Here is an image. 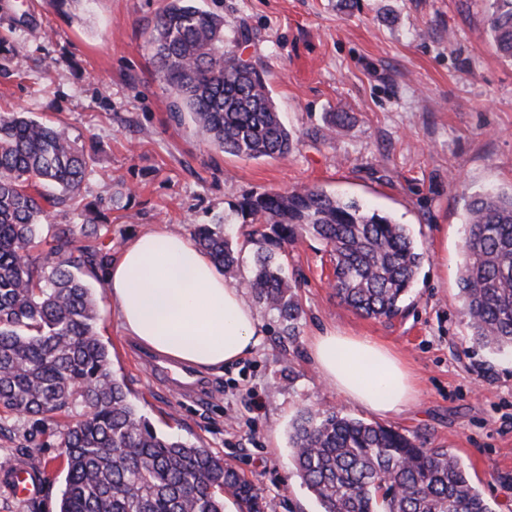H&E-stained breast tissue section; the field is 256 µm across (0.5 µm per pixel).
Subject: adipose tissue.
Wrapping results in <instances>:
<instances>
[{"label": "adipose tissue", "instance_id": "ef3b65f1", "mask_svg": "<svg viewBox=\"0 0 512 512\" xmlns=\"http://www.w3.org/2000/svg\"><path fill=\"white\" fill-rule=\"evenodd\" d=\"M104 280L124 334L174 365L223 372L263 334L241 288L188 236L162 228L138 234ZM310 350L326 383L371 412L400 413L417 396L405 365L372 337L330 329L312 337Z\"/></svg>", "mask_w": 512, "mask_h": 512}]
</instances>
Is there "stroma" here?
Segmentation results:
<instances>
[{"instance_id":"obj_1","label":"stroma","mask_w":512,"mask_h":512,"mask_svg":"<svg viewBox=\"0 0 512 512\" xmlns=\"http://www.w3.org/2000/svg\"><path fill=\"white\" fill-rule=\"evenodd\" d=\"M492 0H214L224 35L247 28L241 48L264 73L295 136L281 160L234 157L215 149L190 119L175 120L171 92L156 77L149 32L164 0H0V118L21 112L65 127L95 152L81 194L111 222L106 251L164 227L192 235L221 224L241 245L250 271V230L242 194L319 186L407 225L426 258L402 312L360 316L328 286L324 244L287 246L288 277L303 309L296 341L276 312L258 306V347L220 374H200L187 392L164 359L121 333L105 284L97 331L140 414L165 436L202 443L253 481L267 512H320L295 474L290 426L301 409L337 408L373 420L336 393L315 367L309 341L325 328L384 343L409 366L419 394L384 425L458 457L473 485L500 512H512V350L475 344L461 316L469 193L512 189V60L489 33ZM343 127L328 131L331 113ZM30 451L50 460L45 504L63 482L59 450L32 442L18 418L0 427V512H24L3 467Z\"/></svg>"}]
</instances>
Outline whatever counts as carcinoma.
<instances>
[{"label": "carcinoma", "instance_id": "obj_1", "mask_svg": "<svg viewBox=\"0 0 512 512\" xmlns=\"http://www.w3.org/2000/svg\"><path fill=\"white\" fill-rule=\"evenodd\" d=\"M490 30L512 59V0H493ZM247 30L224 37V15L196 0H167L149 43L157 78L209 143L226 154L285 159L293 136L253 63L238 54ZM92 153L63 128L23 113L0 119V408L32 422L31 436L59 413L79 419L59 435L64 489L55 512H266L255 485L223 457L162 436L139 413L97 332L99 304L85 279L104 269L87 224L107 220L77 199ZM76 220L38 254L43 203ZM257 225L248 296L277 312L282 334L299 335L303 310L276 251L312 236L329 249L340 303L368 318L396 316L425 260L409 230L376 210L318 186L253 192L238 204ZM459 278L471 336L495 352L512 349V190L474 193ZM224 276L237 281L241 251L210 224L193 231ZM296 474L323 512H494L458 458L340 411H299L290 434Z\"/></svg>", "mask_w": 512, "mask_h": 512}]
</instances>
